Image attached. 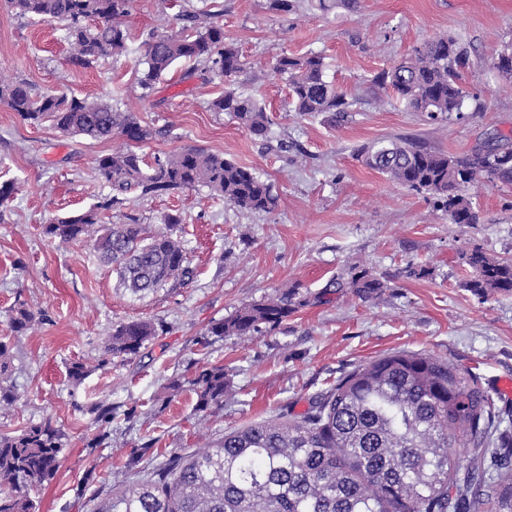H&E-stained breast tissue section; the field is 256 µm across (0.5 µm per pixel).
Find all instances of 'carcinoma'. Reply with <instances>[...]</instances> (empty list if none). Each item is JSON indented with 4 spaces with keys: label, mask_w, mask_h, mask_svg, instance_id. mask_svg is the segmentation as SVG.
Instances as JSON below:
<instances>
[{
    "label": "carcinoma",
    "mask_w": 512,
    "mask_h": 512,
    "mask_svg": "<svg viewBox=\"0 0 512 512\" xmlns=\"http://www.w3.org/2000/svg\"><path fill=\"white\" fill-rule=\"evenodd\" d=\"M133 0H8L20 18L63 24L69 62L87 68L128 51L126 19ZM215 14L184 4L180 26L152 32L141 43L144 69L138 84L153 89L175 64L193 61L203 75L224 79V94L211 99L212 112H227L256 141L266 142L270 121L265 107L235 87L248 63L224 37ZM468 52L452 37L424 42L414 52L375 74L372 89L394 94L409 112L434 120L461 112L467 92L462 80ZM495 68L512 80V49L504 48ZM274 70L288 82L292 111L301 117L348 111L346 95L325 79L318 53H282ZM0 102L32 125L50 122L60 132L122 143L95 160V173L109 188L100 204L68 217L54 218L43 232L68 243L86 237L101 260L116 265L123 285L140 296L163 286L182 288L194 279L188 253L175 227L177 214L162 216L164 228L152 236L132 215L96 229L101 211L125 205L133 193L147 195L205 186L228 205L249 212L270 211L276 197L251 169L224 154L197 147L162 153L147 163L138 153L144 143L166 133L123 110L119 99L103 101L64 93L35 95L23 80L0 78ZM358 157L390 180L432 196L450 224H477L479 214L465 191L512 186V139L469 153L445 154L406 139L383 140L358 149ZM474 275L464 287L478 295L512 293V261H499L479 249L466 255ZM387 284L360 271L348 280L330 279L311 296L296 286L246 304L215 320L207 335L246 336L274 327L311 300L338 288L373 299ZM36 315L15 310L12 330L28 329ZM157 336L143 320L124 322L108 337L103 365L114 357L139 355ZM9 370V349L0 341V404L16 396L1 380ZM195 412L224 405L229 381L224 365L210 364L191 380ZM493 400L477 376L421 353L398 351L373 359L336 380L309 400L302 414L278 416L233 430L190 454L171 453L149 475L112 492L94 512H472L486 502L494 512H512V430L501 427ZM474 448L465 467L455 466L448 449L458 441ZM62 433L46 421L16 435H0V512H36L32 492L60 467Z\"/></svg>",
    "instance_id": "carcinoma-1"
}]
</instances>
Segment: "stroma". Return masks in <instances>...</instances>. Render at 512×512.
Instances as JSON below:
<instances>
[{
  "instance_id": "obj_1",
  "label": "stroma",
  "mask_w": 512,
  "mask_h": 512,
  "mask_svg": "<svg viewBox=\"0 0 512 512\" xmlns=\"http://www.w3.org/2000/svg\"><path fill=\"white\" fill-rule=\"evenodd\" d=\"M192 2L216 13L244 58L268 70L261 84L244 73L237 86L265 104L272 144L253 141L231 115L207 111L224 83L203 82L189 63H177L142 93L140 44L176 22L160 0H135L128 52L90 68L69 63L61 24L16 17L0 0L1 76L28 82L37 95L119 96L122 109L171 131L143 146L146 157L186 146L219 152L256 172L277 198L272 211L245 212L199 186L105 212L106 223L127 213L152 232L164 214L181 216L178 235L193 283L134 295L90 247L43 233L50 218L79 214L106 195L93 159L111 152L112 142L25 123L0 103V182L18 185L0 211V340L10 345L6 383L16 395L0 406V434L48 420L65 435L60 468L34 496L37 512H92L99 497L170 453L197 451L287 409L303 413L312 395L344 373L397 351L472 370L497 412L512 416V395L492 390L497 378L512 375V294L477 295L464 286L473 275L465 262L472 249L512 260V186L469 190L481 221L452 224L430 195L388 180L356 156L390 137L463 153L512 131V83L494 67L512 44V0H360L355 11L297 0L287 13L271 10L269 0ZM439 36L457 39L470 56L460 116L431 123L370 92L375 73ZM285 51L324 57L326 80L352 103L344 118L291 112L288 84L273 71ZM362 270L386 281L381 298L345 288L279 326L201 343L212 320L267 298L282 283L314 294L331 277ZM21 306L42 319L17 334L10 320ZM132 320L153 322L156 338L131 360L99 365L114 327ZM77 361L93 365L78 383L69 376ZM207 362L223 364L231 388L223 406L200 420L189 380ZM175 379L182 387L172 397L166 386ZM99 402L115 407L112 422L89 413Z\"/></svg>"
}]
</instances>
